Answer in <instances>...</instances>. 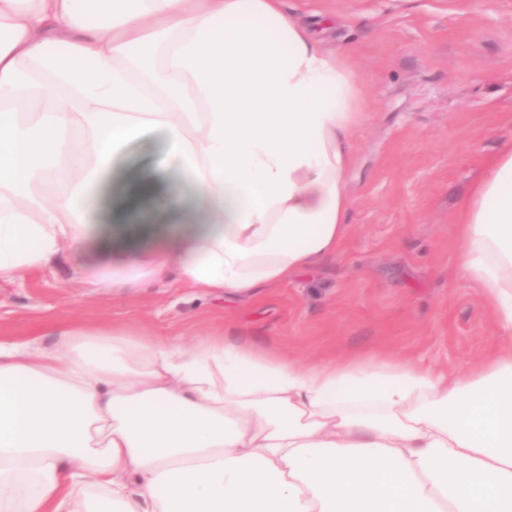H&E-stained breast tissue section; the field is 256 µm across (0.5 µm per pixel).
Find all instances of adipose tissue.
Wrapping results in <instances>:
<instances>
[{"instance_id":"1","label":"adipose tissue","mask_w":512,"mask_h":512,"mask_svg":"<svg viewBox=\"0 0 512 512\" xmlns=\"http://www.w3.org/2000/svg\"><path fill=\"white\" fill-rule=\"evenodd\" d=\"M367 114L284 0H0V279L80 253L89 158L151 128L180 161L168 207L210 221L143 258L101 242L83 283L287 281L341 244ZM456 241L498 340L454 374L121 326L0 342V512H512V145L460 204Z\"/></svg>"}]
</instances>
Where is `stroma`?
<instances>
[{"label":"stroma","instance_id":"35a3bbf8","mask_svg":"<svg viewBox=\"0 0 512 512\" xmlns=\"http://www.w3.org/2000/svg\"><path fill=\"white\" fill-rule=\"evenodd\" d=\"M303 22L334 17L325 46L363 81L370 117L353 145L351 222L336 255L264 285L250 298L177 282L131 291L89 288L80 260L0 279V341L51 346L73 323L121 325L157 337L218 333L298 362L390 349L465 370L496 339L483 290L459 272V203L512 144V0H288ZM177 161L161 133L127 142L91 221L114 253L170 246L160 204ZM140 229L112 233L122 211Z\"/></svg>","mask_w":512,"mask_h":512}]
</instances>
